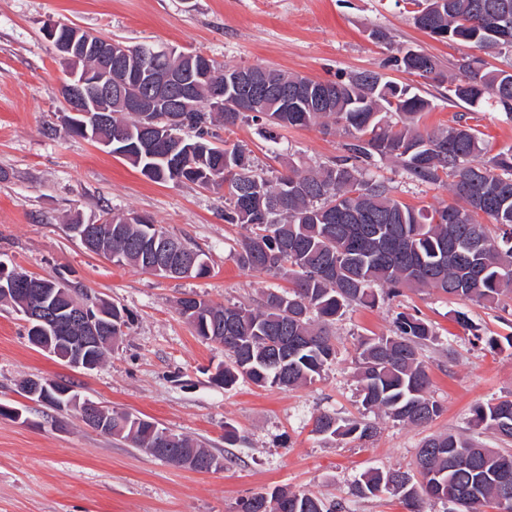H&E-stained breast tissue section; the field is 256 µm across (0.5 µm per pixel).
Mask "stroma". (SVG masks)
Segmentation results:
<instances>
[{
    "instance_id": "35a3bbf8",
    "label": "stroma",
    "mask_w": 512,
    "mask_h": 512,
    "mask_svg": "<svg viewBox=\"0 0 512 512\" xmlns=\"http://www.w3.org/2000/svg\"><path fill=\"white\" fill-rule=\"evenodd\" d=\"M51 20L130 45L173 46L229 66L261 64L322 81L362 69L401 79L388 60L409 49L436 56L449 73L456 59L479 55V48L432 39L397 0H0V262L66 279L129 316L105 363L83 371L31 345L22 316L0 303V404L25 416L21 423L0 416V512H238L241 500L276 488L343 503L345 512H406L397 497L359 498L351 486L370 469L412 467L424 437L468 431L476 403L512 396L506 342L512 300L498 309L467 303L470 332L453 320L456 303L433 290L355 307L333 325L336 358L312 384L291 391L216 384L224 348L194 335L177 299L196 293L218 304L254 306L263 290L289 283L232 260L243 230L225 223L223 193L153 182L124 159L68 134L60 93L66 67L43 34ZM375 30L389 42L373 40ZM226 140L278 173L292 160L327 161L345 137L293 128L268 143L247 120ZM377 173L407 204L453 201L447 187L415 186L391 166ZM107 211L150 216L205 252L209 274L155 277L89 252L68 226ZM411 308L437 333L423 354L441 415L424 427L379 418V433L368 442L314 434L320 413L363 416L357 344L389 335L396 314ZM29 376L72 383L82 397L190 436L223 458L224 467L180 468L88 428L73 413L28 402L19 384ZM228 426L242 437L232 447L224 442Z\"/></svg>"
}]
</instances>
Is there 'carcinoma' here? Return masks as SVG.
Masks as SVG:
<instances>
[{
    "label": "carcinoma",
    "mask_w": 512,
    "mask_h": 512,
    "mask_svg": "<svg viewBox=\"0 0 512 512\" xmlns=\"http://www.w3.org/2000/svg\"><path fill=\"white\" fill-rule=\"evenodd\" d=\"M428 25L419 27L438 41L473 45L497 55L512 54V0H431ZM151 43L112 44V60L135 69L155 63L153 73L170 72L189 80L191 57ZM397 70L421 79L448 83V99L472 108L491 106L512 120V73L466 55L457 73L447 76L437 58L422 50L416 57H393ZM212 79L196 81L195 107L169 111L162 97L144 117L112 99V123L85 126L75 117L67 131L92 140H112V154L123 158L156 183L190 182L224 190V222L246 234L232 255L242 269L288 279L291 288L263 293L257 307L214 305L194 296L178 300V312L200 338L224 336V317L234 320L230 340H223L227 361L213 381L232 387L290 389L311 383L335 358L327 324L352 305L372 308L384 296L404 290L435 289L448 299L487 306L512 298V147L481 161L488 153L485 133L469 113L452 123L422 132L418 122L432 108L419 89L361 70V79L340 75L326 82L332 91L327 107L310 104L309 88L321 82L265 67L258 93L263 111L233 112L246 91L232 82L239 67L209 59ZM224 87V104L212 99L214 83ZM261 122L260 134L276 139L281 129L334 126L348 138L343 154L315 167L300 161L288 172L267 176L239 146L217 143L212 126L231 132L239 123ZM400 167L409 179L428 186H448L454 202L442 207L411 206L399 200L389 182L369 175L382 162ZM128 215L105 213L112 225L85 243L119 265L149 271L147 247L158 237L176 240L150 217L130 223ZM196 256L191 277L209 271L206 254L184 241ZM112 335H124L127 312L110 305ZM434 332L421 317L400 313L392 334L362 339L357 348V377L362 405L399 423L423 426L441 412L429 396L430 378L421 351ZM109 435L147 453L162 446L186 456L218 460L192 439L125 412L108 413ZM469 424L487 431L499 447L463 434L432 435L416 454V472L373 470L352 487L361 498L397 496L407 512H423L425 501L450 504L449 512H485L500 507L503 488L512 491V397L474 407ZM169 433L170 441L160 444ZM313 432L328 439L372 440L376 424L347 420L331 413L315 418ZM310 493L278 489L239 503V512H342Z\"/></svg>",
    "instance_id": "carcinoma-1"
}]
</instances>
